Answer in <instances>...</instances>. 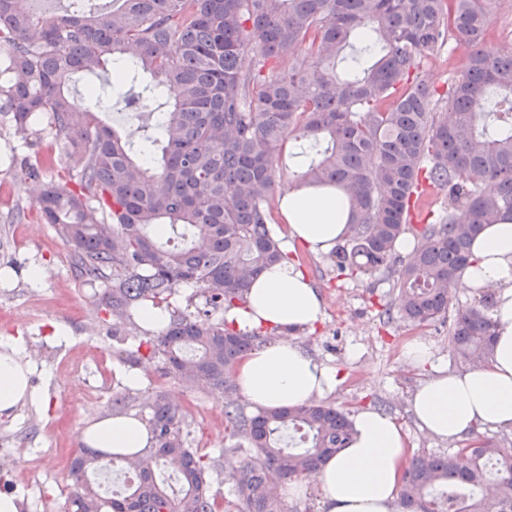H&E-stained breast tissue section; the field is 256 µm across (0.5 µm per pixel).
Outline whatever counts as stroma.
<instances>
[{
  "label": "stroma",
  "instance_id": "stroma-1",
  "mask_svg": "<svg viewBox=\"0 0 512 512\" xmlns=\"http://www.w3.org/2000/svg\"><path fill=\"white\" fill-rule=\"evenodd\" d=\"M50 140L49 131L21 139L0 118V336H20L33 373L32 385L48 397L46 405L17 407L0 418V448H24L25 466L0 470V494L23 496L33 485L34 512L69 508L68 470L82 443L81 429L111 417L113 394L123 389L130 367L112 354V328L105 322L99 293L75 276L70 250L55 229L42 222L34 205L36 183L24 179L20 164ZM301 268L312 277L324 302V319L314 331H300L296 341L316 359L338 367L342 383L326 395L327 403L347 413L370 407L397 417L410 453H443L463 447L465 439L442 441L421 431L408 400L424 373L404 356V346L425 337L436 359L448 370V324L439 320L413 328L382 325L381 300L391 297L383 278L351 280L333 270L330 256L312 255L298 247ZM52 271L47 280L32 281L33 267ZM66 339H59V332ZM138 398L163 390L188 411L190 445L214 454L227 443L224 401L217 392L186 389L156 366L140 365Z\"/></svg>",
  "mask_w": 512,
  "mask_h": 512
}]
</instances>
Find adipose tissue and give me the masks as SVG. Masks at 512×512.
I'll list each match as a JSON object with an SVG mask.
<instances>
[{
  "instance_id": "ef3b65f1",
  "label": "adipose tissue",
  "mask_w": 512,
  "mask_h": 512,
  "mask_svg": "<svg viewBox=\"0 0 512 512\" xmlns=\"http://www.w3.org/2000/svg\"><path fill=\"white\" fill-rule=\"evenodd\" d=\"M278 212L288 227L283 251L302 243L313 254L331 253L345 236L349 205L333 186L297 185L278 199ZM472 262L461 282L472 293L493 289L490 317L496 324L488 362L451 372L436 363L430 346L411 340L405 355L429 376L409 399L422 429L452 441L472 428L512 430V221L485 226L472 244ZM322 296L291 260L265 268L253 281L243 305L229 308L224 318L236 327H264L274 341L254 348L235 368L238 386L255 409L298 406L335 391L342 377L337 367L307 354L293 333L322 322ZM21 337H0V417L18 405L44 402L30 386L31 370L21 360ZM348 446L330 458L316 475L326 512H391L409 454L402 425L389 414L363 409L353 417ZM82 442L105 451L131 453L145 448L149 435L135 417L109 418L84 428Z\"/></svg>"
}]
</instances>
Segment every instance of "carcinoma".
<instances>
[{
  "label": "carcinoma",
  "instance_id": "carcinoma-1",
  "mask_svg": "<svg viewBox=\"0 0 512 512\" xmlns=\"http://www.w3.org/2000/svg\"><path fill=\"white\" fill-rule=\"evenodd\" d=\"M68 2L41 17L33 0H0V116L23 135L47 119L51 153L23 160L25 178L82 161L44 181L36 207L78 276L100 285L119 360L156 361L191 389L224 392L229 440L200 455L184 407L155 391L142 406L148 447L118 456L82 448L72 459L73 512H220L209 474L224 471L229 452L244 456L231 475L237 512H288L277 488L314 477L349 444L353 424L320 401L248 414L233 378L235 364L271 338L227 326L224 311L286 257L273 228L284 144L304 148L296 181L347 196L336 268L392 281L388 321L421 327L455 309L449 356L484 363L493 294L467 307L454 300L483 226L512 220V43L486 46L495 0H121L111 10L102 0ZM356 40L366 55L349 64ZM451 40L467 56L441 92L416 72ZM131 47L136 59L116 86L149 75L137 97L159 116L158 132L137 147L96 109L80 110L70 91L76 75ZM290 54L288 68L277 66ZM430 190L448 206L411 223ZM408 234L414 245L402 255ZM183 287L192 289L185 305L172 304ZM147 302L169 314L155 334L133 319ZM474 439L448 454H414L400 512H512V446ZM115 457L137 458L138 479L105 499L87 476Z\"/></svg>",
  "mask_w": 512,
  "mask_h": 512
}]
</instances>
